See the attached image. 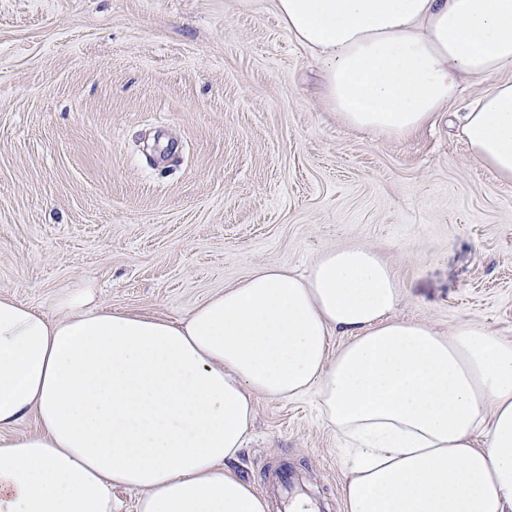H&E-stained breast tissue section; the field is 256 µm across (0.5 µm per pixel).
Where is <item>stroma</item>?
Instances as JSON below:
<instances>
[{"instance_id": "obj_1", "label": "stroma", "mask_w": 512, "mask_h": 512, "mask_svg": "<svg viewBox=\"0 0 512 512\" xmlns=\"http://www.w3.org/2000/svg\"><path fill=\"white\" fill-rule=\"evenodd\" d=\"M393 268L396 313L512 338V183L447 112L396 140L344 126L273 0H0V295L53 316L94 285L173 321L335 247ZM343 440L315 395L255 402L238 475L284 469L343 512Z\"/></svg>"}]
</instances>
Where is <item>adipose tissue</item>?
<instances>
[{
  "label": "adipose tissue",
  "instance_id": "ef3b65f1",
  "mask_svg": "<svg viewBox=\"0 0 512 512\" xmlns=\"http://www.w3.org/2000/svg\"><path fill=\"white\" fill-rule=\"evenodd\" d=\"M346 126L403 139L488 82L462 118L472 159L512 183V0H274ZM392 267L324 253L255 271L174 323L90 289L48 318L0 297V512H269L239 460L255 399L317 391L351 443L343 512H512V339L395 316ZM347 341L330 350L334 334ZM36 429L15 431L25 417Z\"/></svg>",
  "mask_w": 512,
  "mask_h": 512
}]
</instances>
